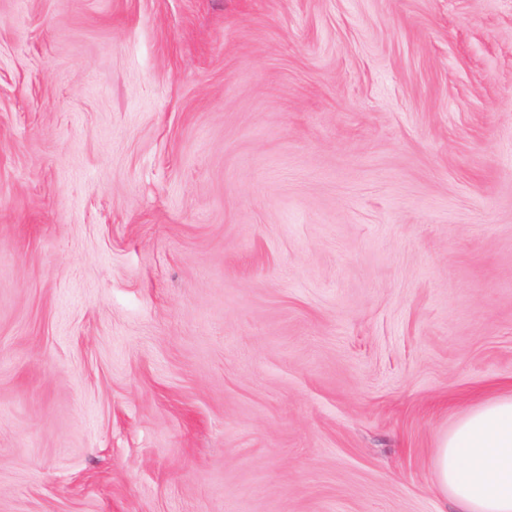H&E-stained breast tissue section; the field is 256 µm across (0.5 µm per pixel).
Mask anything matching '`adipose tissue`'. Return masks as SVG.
Segmentation results:
<instances>
[{
    "label": "adipose tissue",
    "mask_w": 512,
    "mask_h": 512,
    "mask_svg": "<svg viewBox=\"0 0 512 512\" xmlns=\"http://www.w3.org/2000/svg\"><path fill=\"white\" fill-rule=\"evenodd\" d=\"M439 491L456 512H512V394L484 400L437 452Z\"/></svg>",
    "instance_id": "ef3b65f1"
}]
</instances>
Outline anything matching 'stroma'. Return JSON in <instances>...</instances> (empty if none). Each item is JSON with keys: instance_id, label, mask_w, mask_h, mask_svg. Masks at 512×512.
<instances>
[{"instance_id": "35a3bbf8", "label": "stroma", "mask_w": 512, "mask_h": 512, "mask_svg": "<svg viewBox=\"0 0 512 512\" xmlns=\"http://www.w3.org/2000/svg\"><path fill=\"white\" fill-rule=\"evenodd\" d=\"M512 392V0H0V512H454ZM435 466L455 512H512V394L488 398L460 419Z\"/></svg>"}]
</instances>
